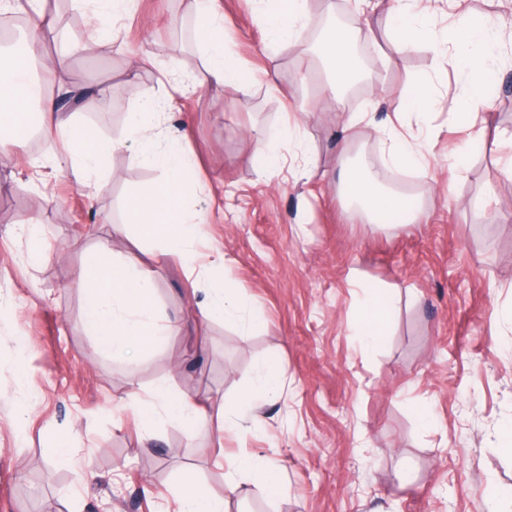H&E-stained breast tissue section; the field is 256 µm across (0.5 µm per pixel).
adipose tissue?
Returning a JSON list of instances; mask_svg holds the SVG:
<instances>
[{
  "instance_id": "ef3b65f1",
  "label": "adipose tissue",
  "mask_w": 512,
  "mask_h": 512,
  "mask_svg": "<svg viewBox=\"0 0 512 512\" xmlns=\"http://www.w3.org/2000/svg\"><path fill=\"white\" fill-rule=\"evenodd\" d=\"M309 0H264L260 14L266 23L271 45L294 44L308 17ZM77 7L89 10L94 35L108 43L115 25L131 9L134 0H75ZM196 19L198 43L206 59V83L215 88L238 91L264 83L274 85L270 72L246 69L232 55L224 38L222 0H188ZM394 51L420 46L433 47L450 56L455 68L471 84L488 81L501 60L505 41L502 26L473 24L463 19L434 31L421 0H392L389 10ZM353 34L333 29L320 47L328 62L327 82L332 90L342 91L357 77L351 50ZM35 46L21 53L0 54V155L13 153L18 128L27 126L31 110L39 112L42 138L62 143L61 170L92 193L104 192L112 181L106 157L117 150L131 151L135 160L162 174L159 182L132 193L125 202L129 224L138 239L158 245L162 255L179 257L186 268H194V246L206 235V209L189 208L187 197L196 190L192 183L193 158L181 143L169 141L161 130V118L170 100L143 99L130 113L124 138L107 140L90 127L67 116L58 101L44 95L32 75ZM300 127L285 124L279 133V146L272 147L261 132H254L255 150L251 161L265 180L274 179L280 169L282 146L296 145ZM381 154L387 167L408 170L427 166L425 143L414 132H401L393 121H386L381 138ZM342 194L353 211L368 224L381 223L387 213L399 215L402 223H415L423 212L421 200L413 195L383 192L376 172L349 167L338 172ZM85 298L84 321L98 345L113 355L136 359L144 352L160 351L164 341L189 327L185 314H168L155 299L151 276L124 264L110 247L86 252L80 270L71 279ZM392 289L367 291L357 334L365 348L378 345L393 312ZM244 299L232 283L213 280L201 317L242 323ZM153 401L139 405L140 428L145 440H152L159 418L177 422L188 435H195L208 420L205 405L190 397L170 394L163 385L152 392Z\"/></svg>"
}]
</instances>
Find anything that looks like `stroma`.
I'll return each mask as SVG.
<instances>
[{"label":"stroma","mask_w":512,"mask_h":512,"mask_svg":"<svg viewBox=\"0 0 512 512\" xmlns=\"http://www.w3.org/2000/svg\"><path fill=\"white\" fill-rule=\"evenodd\" d=\"M224 33L246 68L267 70L276 88L240 92L202 88L177 95L166 122L170 137L197 163L210 223L197 243L200 261L224 254V273L262 314L239 327L221 320L171 337L157 354L131 362L96 347L82 320L84 296L69 284L86 247L105 242L131 265L150 271L159 306L198 311L207 275L175 258L157 261L156 245L136 238L123 204L157 181V170L131 152L110 154L108 193L86 195L46 159L62 146L44 142L43 161L22 143L0 158V512H165L185 485L220 492L237 460L271 461L283 491L269 499L256 485L228 499V512H512V448L500 437L512 422V180L477 136L512 134V64L491 87L490 106L476 104V141L462 170L448 157L462 134L451 123L467 92L458 72L432 49L391 47L384 7L357 10L353 0H310L302 30L316 23L361 27L358 48L368 73L361 88L336 101L318 77L301 80L310 62L289 45L268 48L254 0H223ZM192 18L186 0H137L111 48L89 26L58 18L41 39L49 57L76 42L64 87H52L65 112L108 139L122 138L139 99L162 94L160 71L181 66L202 74L204 62L181 32ZM150 54L138 91L127 83L133 55ZM432 81L438 107L426 118L432 136L425 171L384 170L377 126L363 125L348 148L360 165L409 195L426 194L418 224L376 228L342 203L336 186L337 137L347 114L401 112L409 84ZM108 85L107 95L92 93ZM300 125L319 166L305 173L301 154L265 181L249 162L250 130L275 142L285 122ZM492 191L483 213L473 202ZM42 224L50 248L30 257L16 227ZM398 291L381 343L367 351L356 329L362 292L354 280ZM278 363V389L259 402V426L216 440L217 418L195 437L163 421L144 443L138 401L158 384L172 394L235 405L255 386L265 363ZM32 402L21 413L23 402ZM424 404L429 424L414 411ZM72 450L59 462L57 442Z\"/></svg>","instance_id":"35a3bbf8"}]
</instances>
